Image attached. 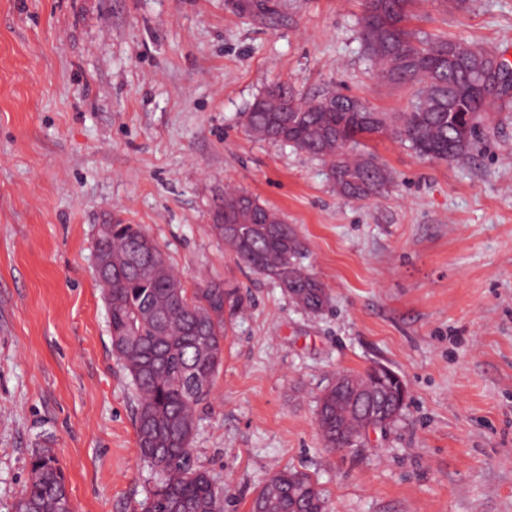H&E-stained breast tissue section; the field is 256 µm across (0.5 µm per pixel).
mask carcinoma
Segmentation results:
<instances>
[{"label": "carcinoma", "instance_id": "cac0c4a2", "mask_svg": "<svg viewBox=\"0 0 512 512\" xmlns=\"http://www.w3.org/2000/svg\"><path fill=\"white\" fill-rule=\"evenodd\" d=\"M413 0H364L361 39L379 78L411 90L404 112H377L339 93L307 101L279 83L243 113L248 132L289 145L324 161L336 191L364 200L382 193L390 173L361 151L364 139L387 135L420 157H466L488 124L489 111L512 96L498 86L508 67L491 68L492 51L409 27ZM481 82L483 101L465 94ZM213 234L237 261L303 296L305 311L330 303L325 285L304 265L305 246L276 211L243 190L224 194ZM95 248L112 254V287L103 291L112 349L135 392L133 426L141 458L159 475L139 503L140 512H224L210 472L190 461L197 431L195 410L208 400L224 360L228 320L244 305L240 290L209 280L188 291L157 241L139 224H101ZM383 400L397 421L403 406L386 387L359 394L327 387L318 402L317 427L325 447L345 448L360 435L371 405ZM31 479L15 512H73L65 475L48 448L34 453ZM327 512L323 491L304 471H278L256 491L250 509Z\"/></svg>", "mask_w": 512, "mask_h": 512}]
</instances>
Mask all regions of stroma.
Wrapping results in <instances>:
<instances>
[{"label": "stroma", "instance_id": "1", "mask_svg": "<svg viewBox=\"0 0 512 512\" xmlns=\"http://www.w3.org/2000/svg\"><path fill=\"white\" fill-rule=\"evenodd\" d=\"M361 0H0V512L52 449L75 512H137L156 479L94 272L98 225H141L185 288L248 302L224 340L192 457L249 512L267 475L309 473L330 512H512V110L457 161L391 138V174L339 196L323 161L258 139L270 86L405 111L376 78ZM413 27L512 61V0H415ZM236 186L275 210L327 288L321 315L239 265L210 226ZM388 366L400 421L325 448L317 401L341 372Z\"/></svg>", "mask_w": 512, "mask_h": 512}]
</instances>
